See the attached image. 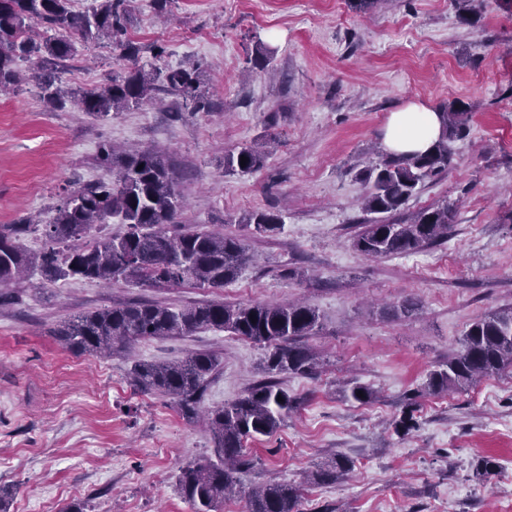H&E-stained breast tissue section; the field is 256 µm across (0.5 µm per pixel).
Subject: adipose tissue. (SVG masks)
Masks as SVG:
<instances>
[{
  "instance_id": "adipose-tissue-1",
  "label": "adipose tissue",
  "mask_w": 512,
  "mask_h": 512,
  "mask_svg": "<svg viewBox=\"0 0 512 512\" xmlns=\"http://www.w3.org/2000/svg\"><path fill=\"white\" fill-rule=\"evenodd\" d=\"M442 130L440 115L434 109L412 103L392 113L384 129L383 143L393 154H413L429 151L438 141Z\"/></svg>"
}]
</instances>
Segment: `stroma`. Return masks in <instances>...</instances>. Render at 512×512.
Listing matches in <instances>:
<instances>
[{"instance_id":"35a3bbf8","label":"stroma","mask_w":512,"mask_h":512,"mask_svg":"<svg viewBox=\"0 0 512 512\" xmlns=\"http://www.w3.org/2000/svg\"><path fill=\"white\" fill-rule=\"evenodd\" d=\"M128 35L143 62L165 70L199 64L212 108L160 106L98 119L48 111L33 89L0 95V224L49 220L64 188L105 177L100 141L165 151L185 206L179 223L244 238L254 264L221 288L191 283L104 287L82 280L11 287L0 306V512H193L178 476L212 457L203 419H186L159 394L134 392L137 360L217 356L201 402L229 403L265 379L259 345L224 331L143 340L114 354L77 355L50 328L115 302L185 306L288 303L316 307L322 326L306 337L322 361L316 378L281 376L300 397L271 436L247 441L252 463L218 512H247L248 493L275 479L296 485L300 512H512V371L463 391L425 392L428 374L457 348L467 324L512 309V0H489L463 23L452 0H381L372 12L348 0H173L155 12L130 0ZM273 51L268 67L250 50ZM164 55L154 59L152 46ZM125 61L112 46L76 44L67 88L103 84ZM471 113L452 142V167L427 181L396 213L401 222L448 203L447 240L415 253L369 257L354 238L368 216L356 176L382 147L392 112L411 102ZM273 144L264 168L229 174L224 155L253 141ZM281 212L284 225L257 234L247 211ZM418 301L408 319L390 309ZM362 384L371 403L348 400ZM416 426L396 431L407 395ZM346 457L353 468L330 484L312 472ZM499 463L491 480L481 458Z\"/></svg>"}]
</instances>
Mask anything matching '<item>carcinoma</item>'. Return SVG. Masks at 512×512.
I'll list each match as a JSON object with an SVG mask.
<instances>
[{
	"instance_id": "cac0c4a2",
	"label": "carcinoma",
	"mask_w": 512,
	"mask_h": 512,
	"mask_svg": "<svg viewBox=\"0 0 512 512\" xmlns=\"http://www.w3.org/2000/svg\"><path fill=\"white\" fill-rule=\"evenodd\" d=\"M454 2L465 23L479 14L478 0ZM127 23V0H96L84 11L73 9L72 0H0V92L23 82L18 62L31 60L32 78L51 110L69 104L104 119L151 104L157 97L156 74L139 64L144 48L129 38ZM77 40L94 46L107 41L132 66L112 74L100 87L65 91L61 74ZM164 91L181 98L189 112L211 108L196 66L167 69ZM441 118L442 135L428 153L382 155L357 173L369 185L363 210L374 215L354 239L361 253L406 255L448 239L454 212L446 201L420 211L407 223L390 219L428 180L451 166L450 142L464 134L469 112L455 100ZM243 156L247 158L244 166L240 165ZM267 157L264 143L256 141L224 156V169L254 173ZM97 160L112 177L79 183L65 193L51 223L0 224V300L7 297L3 289L26 270L38 272L47 283L77 279L160 287L192 281L200 287L221 288L253 262L248 245L236 235L175 229L183 198L174 165L165 153L149 148L127 152L102 142ZM114 218L124 225V232L103 233ZM236 223L266 234L281 229L283 219L277 213L252 211ZM39 229L45 246L31 256L23 250L21 239ZM321 326L319 311L305 303H205L177 308L134 299L64 320L49 335L74 354H101L142 340L212 329L265 347L264 370L270 375L313 377L319 362L300 339L314 335ZM219 365L216 356L202 352L176 362L136 361L129 371L130 384L137 391L171 398L191 418L201 403L206 377ZM507 369H512V310L490 311L467 326L456 351L429 374L425 390L433 394L465 390L477 379ZM299 405L300 398L270 378L248 388L233 403L207 412L217 461L189 463L179 476L180 491L194 512H218L224 496L240 483L239 474L249 465L243 459L244 442L272 434ZM415 411L416 401L410 398L396 430L410 431ZM351 467L350 459L338 457L315 474L316 481L334 482ZM299 498L296 486L274 482L252 492L248 512H299Z\"/></svg>"
}]
</instances>
